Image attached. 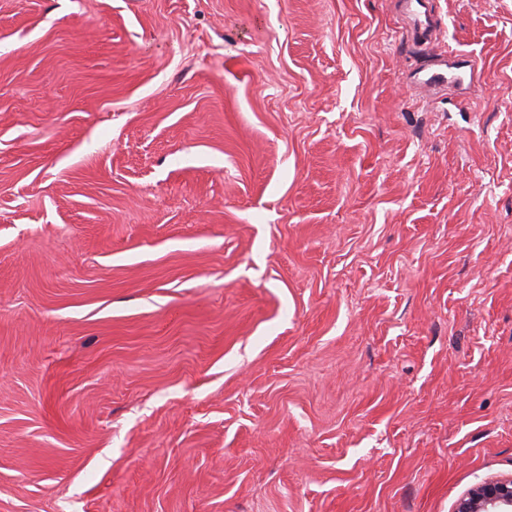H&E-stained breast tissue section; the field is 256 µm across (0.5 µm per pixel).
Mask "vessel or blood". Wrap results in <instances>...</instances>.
<instances>
[{"mask_svg":"<svg viewBox=\"0 0 512 512\" xmlns=\"http://www.w3.org/2000/svg\"><path fill=\"white\" fill-rule=\"evenodd\" d=\"M412 22L414 39L427 41L432 29L427 20L429 0H401ZM477 62L470 56L451 51L434 54L430 61L417 68L411 75L416 87L433 93L454 92L459 95L471 93L476 82Z\"/></svg>","mask_w":512,"mask_h":512,"instance_id":"b4317fda","label":"vessel or blood"}]
</instances>
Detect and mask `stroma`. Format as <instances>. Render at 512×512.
<instances>
[{"label":"stroma","mask_w":512,"mask_h":512,"mask_svg":"<svg viewBox=\"0 0 512 512\" xmlns=\"http://www.w3.org/2000/svg\"><path fill=\"white\" fill-rule=\"evenodd\" d=\"M431 5L0 0V512L512 474V0ZM404 4L405 13L412 22V34L414 39L428 41L432 37V29L427 20V5L429 0H398ZM477 62L468 55L453 51L433 55L430 61L417 68L411 75L416 87L427 89L434 94L457 95L471 93L475 87Z\"/></svg>","instance_id":"stroma-1"}]
</instances>
